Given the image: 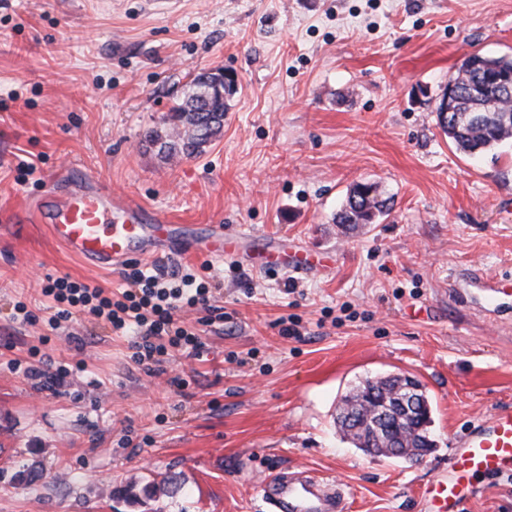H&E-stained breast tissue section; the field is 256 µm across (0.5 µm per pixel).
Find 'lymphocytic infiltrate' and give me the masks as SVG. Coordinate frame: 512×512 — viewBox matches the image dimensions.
<instances>
[{"label":"lymphocytic infiltrate","instance_id":"1","mask_svg":"<svg viewBox=\"0 0 512 512\" xmlns=\"http://www.w3.org/2000/svg\"><path fill=\"white\" fill-rule=\"evenodd\" d=\"M218 285L206 264L195 274L170 271L162 263L150 268L133 263L123 274L117 296L105 295L96 283L67 277L48 279L43 293L55 307L53 321L67 320L80 312L100 319L115 332L135 329L131 359L150 370L163 363L168 347L200 351L198 334L180 326L176 313L187 307L209 308L212 290Z\"/></svg>","mask_w":512,"mask_h":512}]
</instances>
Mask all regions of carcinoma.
Segmentation results:
<instances>
[{"label":"carcinoma","mask_w":512,"mask_h":512,"mask_svg":"<svg viewBox=\"0 0 512 512\" xmlns=\"http://www.w3.org/2000/svg\"><path fill=\"white\" fill-rule=\"evenodd\" d=\"M504 75L512 80V55L470 53L448 79L451 93H442L436 112L442 131L461 153H484L512 139V96L501 95L496 84ZM232 92L233 87L228 85L220 94L203 74L195 75L170 109L172 132L163 135L155 130L149 138L161 144L169 158L203 152L224 128L225 95ZM390 209L391 198L383 197L377 184L358 183L350 190L346 206L336 215V223L369 224L376 215ZM337 423L358 447L376 455L385 453V435L378 430L376 415L361 402L359 390L343 398ZM419 424L420 415H401L386 427L406 447L416 449L414 456L418 457L431 450L423 435L412 433Z\"/></svg>","instance_id":"carcinoma-1"}]
</instances>
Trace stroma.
<instances>
[{
  "label": "stroma",
  "instance_id": "35a3bbf8",
  "mask_svg": "<svg viewBox=\"0 0 512 512\" xmlns=\"http://www.w3.org/2000/svg\"><path fill=\"white\" fill-rule=\"evenodd\" d=\"M472 52L512 54V0H0V512H266L260 484L280 469L341 481L346 512H425L458 436L512 406V295L486 308L512 275V143L462 154L436 112ZM214 68L237 77L222 135L164 157L147 133ZM27 157L39 170L16 182ZM71 164L174 223L332 264L267 271L246 244L211 258L223 321L181 312L201 354L172 348L147 371L130 336L49 322L47 278L120 282L27 215ZM360 182L391 210L336 223ZM18 301L36 322L13 319ZM52 361L70 375L50 378ZM391 374L429 398L435 446L416 461L336 425L345 394ZM23 463L36 476L20 483ZM166 476L178 490L147 496ZM463 512H512V476L480 481Z\"/></svg>",
  "mask_w": 512,
  "mask_h": 512
}]
</instances>
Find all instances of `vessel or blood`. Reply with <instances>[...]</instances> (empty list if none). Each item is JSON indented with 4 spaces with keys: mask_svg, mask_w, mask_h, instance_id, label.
Here are the masks:
<instances>
[{
    "mask_svg": "<svg viewBox=\"0 0 512 512\" xmlns=\"http://www.w3.org/2000/svg\"><path fill=\"white\" fill-rule=\"evenodd\" d=\"M31 219L48 225L54 240L72 256L102 270L159 252L203 257L237 252L241 235L220 224H172L129 198L113 194L101 180L70 168L34 203ZM263 267L308 272L309 259L274 247L255 256ZM461 449L438 476L426 498L427 512H460L475 479L512 474V409L495 410L468 427ZM268 512H344V492L335 480L298 471L272 473L260 486Z\"/></svg>",
    "mask_w": 512,
    "mask_h": 512,
    "instance_id": "b4317fda",
    "label": "vessel or blood"
}]
</instances>
